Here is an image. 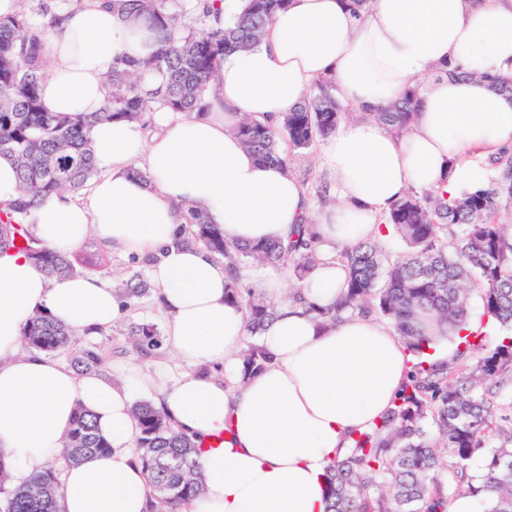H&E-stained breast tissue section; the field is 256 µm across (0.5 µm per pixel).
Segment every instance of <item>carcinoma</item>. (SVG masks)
I'll return each mask as SVG.
<instances>
[{
  "label": "carcinoma",
  "instance_id": "cac0c4a2",
  "mask_svg": "<svg viewBox=\"0 0 512 512\" xmlns=\"http://www.w3.org/2000/svg\"><path fill=\"white\" fill-rule=\"evenodd\" d=\"M223 0H203L202 26H189L171 7L174 0H112L120 9L146 15L162 34L160 50L136 63L135 74L115 70L100 112L61 114L45 109L41 82L47 64L42 30L55 21H38L21 8L0 16V156L13 160L20 196L0 204V250L22 251L53 276L97 273L107 255L92 238L76 252L49 249L30 234L25 215L38 201L61 189L76 192L95 175L88 133L97 122L115 117L130 121L155 109V97L171 112L190 115L203 109L224 56L244 51L266 33L274 15L289 0H239L224 25L210 27L205 18ZM161 80L163 92L145 85ZM417 90L377 112L364 114L395 136L401 135L415 109ZM348 107L334 94L332 81L315 83L313 92L284 113L277 128L246 119L235 128L244 145L260 160L289 166V154L311 149L336 132ZM494 172L480 186L448 199L446 192L412 189L384 212L382 224L393 226L407 246L395 261L380 243L345 247L336 259L348 271L346 290L328 308L309 307L321 318L344 314H376L402 337L409 353L419 357L411 366L392 407L370 431L352 438L348 453L327 468L329 512H448V479L464 481L468 462L482 459L479 482L463 491L476 496L487 512H512V403L497 405L496 397L512 383V225L499 219L502 206L512 204V154L487 158ZM21 245H16L17 239ZM177 244L202 246L224 260L225 296L245 311L247 331L259 335L277 315V306L243 285L245 271L271 266L289 271L301 282L318 263L314 225L298 224L288 247L279 244H233L205 215L188 209L187 224ZM481 292L484 316L498 329L496 345L470 364L430 362L426 334L435 321L448 326L458 341V355L481 350V333L469 329V290ZM143 275L132 274L119 297L135 303L150 296ZM133 349L148 357L160 345L157 328L141 323L131 328ZM79 334L42 312L29 318L23 347L33 354L64 356L77 371H102L100 348L76 347ZM267 352L251 343L242 353V374L262 369ZM138 421L137 448L148 471L154 512H183L203 493L193 439L177 430L149 400L134 403ZM434 428L435 438L428 436ZM110 445L93 414L78 408L63 444L62 457L78 464ZM0 512H62L59 483L51 466L21 488L0 486Z\"/></svg>",
  "mask_w": 512,
  "mask_h": 512
}]
</instances>
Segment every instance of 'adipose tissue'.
Returning <instances> with one entry per match:
<instances>
[{"label":"adipose tissue","instance_id":"obj_1","mask_svg":"<svg viewBox=\"0 0 512 512\" xmlns=\"http://www.w3.org/2000/svg\"><path fill=\"white\" fill-rule=\"evenodd\" d=\"M44 39L51 66L42 101L65 114L101 111L112 68L161 47L144 16L103 0L59 11ZM491 76L512 77V0H370L362 19L347 0H290L258 43L224 57L199 116L159 113L163 130L151 138L128 120L95 124L89 141L99 177L89 198L50 196L30 210V233L60 252L92 236L128 256L156 254L148 276L167 315V346L189 365L223 364L224 377L185 375L157 387L140 373L118 383L23 352L36 309L95 330L112 324L121 301L108 277L51 276L25 254L0 253V462L9 486L53 463L83 407L110 450L64 471V512H148L132 414L146 393L198 444L205 493L187 512H327L328 465L391 407L408 356L377 317L331 323L305 307L336 304L347 278L337 248L381 239L377 215L411 187L456 196L483 178L468 155L512 147V99L490 88ZM323 77L364 117L341 123L322 145L338 199L316 225L323 260L302 285L305 304L281 302L258 338L270 361L245 378V314L224 298V265L176 240L192 206L229 242H288L308 213L305 190L280 165L259 160L233 127L244 113L276 125ZM423 79L403 137L366 120Z\"/></svg>","mask_w":512,"mask_h":512}]
</instances>
